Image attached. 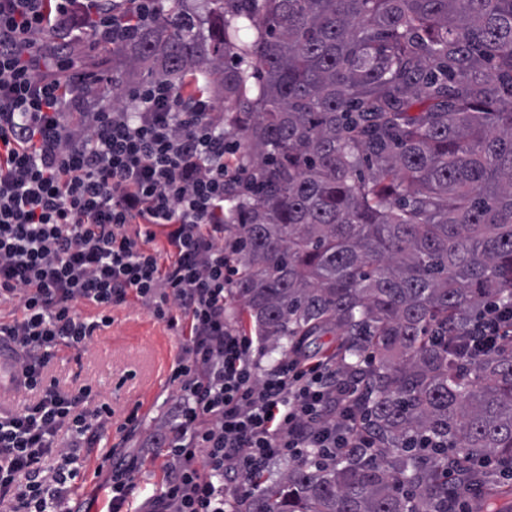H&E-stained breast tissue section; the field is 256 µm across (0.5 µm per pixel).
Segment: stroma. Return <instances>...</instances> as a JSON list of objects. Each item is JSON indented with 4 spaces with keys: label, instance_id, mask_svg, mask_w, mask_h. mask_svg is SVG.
Listing matches in <instances>:
<instances>
[{
    "label": "stroma",
    "instance_id": "obj_1",
    "mask_svg": "<svg viewBox=\"0 0 512 512\" xmlns=\"http://www.w3.org/2000/svg\"><path fill=\"white\" fill-rule=\"evenodd\" d=\"M67 54L72 73L111 86V48L89 38ZM112 315V326L95 336L89 350L59 348L56 369L74 385H91L111 402L117 417L138 410L149 432L164 416V400L171 392L167 378L179 339L137 300L114 308Z\"/></svg>",
    "mask_w": 512,
    "mask_h": 512
}]
</instances>
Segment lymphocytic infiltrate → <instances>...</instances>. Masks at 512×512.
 Instances as JSON below:
<instances>
[{
	"mask_svg": "<svg viewBox=\"0 0 512 512\" xmlns=\"http://www.w3.org/2000/svg\"><path fill=\"white\" fill-rule=\"evenodd\" d=\"M157 18V0H0V305L19 310L0 321V385L20 399L0 415L8 512H92L76 491L84 454L110 429L128 436L139 413L113 424L111 404L91 386L66 388L53 361L58 347L89 349L132 298L180 343L165 419L146 439L162 451L163 480L133 505L144 455L107 450V512H224L225 479L250 486L275 460L331 462L370 444L359 385L335 358L312 361L297 346L261 370L254 336L227 313L236 147L215 101L184 99L161 77L104 108V88L41 65L45 31L119 56ZM510 335L512 306L486 305L462 362Z\"/></svg>",
	"mask_w": 512,
	"mask_h": 512,
	"instance_id": "f902f5d3",
	"label": "lymphocytic infiltrate"
}]
</instances>
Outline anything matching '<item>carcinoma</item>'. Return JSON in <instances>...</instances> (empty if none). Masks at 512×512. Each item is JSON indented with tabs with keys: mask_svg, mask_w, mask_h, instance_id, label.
<instances>
[{
	"mask_svg": "<svg viewBox=\"0 0 512 512\" xmlns=\"http://www.w3.org/2000/svg\"><path fill=\"white\" fill-rule=\"evenodd\" d=\"M206 3L205 29L160 9L112 87L145 67L224 101L240 326L275 349L336 332L375 443L239 512H448V468L512 459V337L456 362L512 301V0ZM512 335V307L509 304L492 302L484 307L473 323L465 340L463 363H474L495 353L502 336Z\"/></svg>",
	"mask_w": 512,
	"mask_h": 512,
	"instance_id": "1",
	"label": "carcinoma"
}]
</instances>
